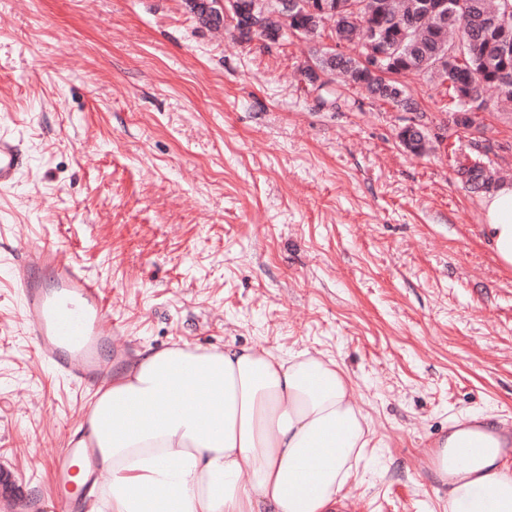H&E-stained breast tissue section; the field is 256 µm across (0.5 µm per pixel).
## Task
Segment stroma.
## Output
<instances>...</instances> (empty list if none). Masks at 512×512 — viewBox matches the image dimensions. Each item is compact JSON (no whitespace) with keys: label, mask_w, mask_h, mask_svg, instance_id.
<instances>
[{"label":"stroma","mask_w":512,"mask_h":512,"mask_svg":"<svg viewBox=\"0 0 512 512\" xmlns=\"http://www.w3.org/2000/svg\"><path fill=\"white\" fill-rule=\"evenodd\" d=\"M313 45L239 42L187 0H0V129L25 158L0 191V512H53V460L96 391L56 378L19 318L9 264L56 247L101 284L130 351L187 341L343 364L374 437L349 512H448L428 454L451 422L512 430V267L482 239L452 151L512 180V112L458 127L328 97ZM422 124L426 151L400 128Z\"/></svg>","instance_id":"35a3bbf8"}]
</instances>
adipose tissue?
Listing matches in <instances>:
<instances>
[{
    "instance_id": "1",
    "label": "adipose tissue",
    "mask_w": 512,
    "mask_h": 512,
    "mask_svg": "<svg viewBox=\"0 0 512 512\" xmlns=\"http://www.w3.org/2000/svg\"><path fill=\"white\" fill-rule=\"evenodd\" d=\"M482 207L486 238L512 266V182ZM80 429L112 475L107 512H346L371 441L336 360L232 343L137 351ZM438 451L449 512H512L498 435L462 423Z\"/></svg>"
}]
</instances>
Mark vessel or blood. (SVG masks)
I'll return each instance as SVG.
<instances>
[{
    "label": "vessel or blood",
    "instance_id": "vessel-or-blood-1",
    "mask_svg": "<svg viewBox=\"0 0 512 512\" xmlns=\"http://www.w3.org/2000/svg\"><path fill=\"white\" fill-rule=\"evenodd\" d=\"M23 165L16 139L0 132L1 191L16 184ZM45 270L53 274L52 285L41 279ZM10 272L20 287L22 321L40 359L58 376L83 387L106 377L117 352L112 348V314L99 281L79 262L62 260L58 250L44 245L12 262ZM78 463L96 484L108 483V476L94 469L93 449L75 438L55 465L56 484H67Z\"/></svg>",
    "mask_w": 512,
    "mask_h": 512
}]
</instances>
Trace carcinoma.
I'll return each mask as SVG.
<instances>
[{
	"label": "carcinoma",
	"mask_w": 512,
	"mask_h": 512,
	"mask_svg": "<svg viewBox=\"0 0 512 512\" xmlns=\"http://www.w3.org/2000/svg\"><path fill=\"white\" fill-rule=\"evenodd\" d=\"M347 22L335 20L328 29L303 31L299 36L314 40L327 36L336 43L354 46L355 53L335 51L315 54L314 67L328 74V93L334 95L336 81L361 88L373 94L381 88L385 102L404 111H419L410 97L398 98L403 85L371 75L359 61L364 52L363 41L372 27L385 33V41L396 58V72L426 78L438 85L451 82L446 88L450 100L457 92L474 89L483 97L490 88L500 92V106L512 103V92L503 93L502 78L512 77V54L501 53V39L512 41V0H463L456 6V23L445 28L431 18L421 17L423 0H409L405 10L396 9L394 0H341ZM473 190H488L496 184L495 172L485 166L470 169L464 177Z\"/></svg>",
	"instance_id": "carcinoma-1"
}]
</instances>
